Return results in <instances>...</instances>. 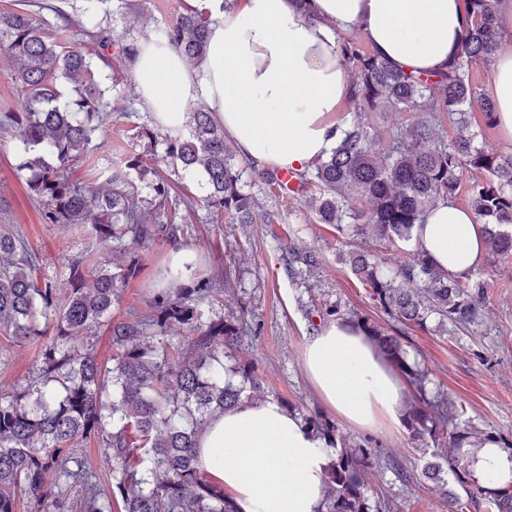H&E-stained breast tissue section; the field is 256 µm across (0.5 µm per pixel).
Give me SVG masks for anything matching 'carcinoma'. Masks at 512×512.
Segmentation results:
<instances>
[{"label": "carcinoma", "instance_id": "obj_1", "mask_svg": "<svg viewBox=\"0 0 512 512\" xmlns=\"http://www.w3.org/2000/svg\"><path fill=\"white\" fill-rule=\"evenodd\" d=\"M78 21L93 51L62 46L46 31L39 11L53 6L33 0L38 11L0 12V55L17 64L12 80L24 110L0 112V134L27 155L21 169L47 224H70L107 246L104 261L74 262L66 287L41 274L42 258L20 226L0 224V335L17 347L33 346L39 367L25 384L0 391V512H18L20 497L37 512H238L224 488L199 461L198 439L217 414L261 398L265 376L257 365L224 366V352L258 327L246 314L209 321L197 304L230 280L201 268L181 249L196 198L171 196L159 163L175 172L204 174L202 201L213 215L251 224L261 208L247 190L251 171L288 198L315 191L311 207L318 224L342 234L369 236L377 244L409 242L416 225L439 200H455L464 174H478L468 188L469 209L486 226V263L512 258V154L477 145L468 109L478 105L485 124L496 123L495 101L478 93L471 67L494 60L504 34L498 28L501 0H465L472 24L460 52L436 73L407 72L365 46L357 36L337 34L353 76L349 105L357 112H413L407 130L389 134L385 149L372 126L357 120L313 166L292 173L295 189L279 182V170L259 168L240 157L215 113H188V132L165 134L138 126L134 138H162L160 162L133 154L121 165L102 164L93 142L112 131V112L96 80L97 61L111 45V13L102 0H84ZM159 46L178 50L192 65L206 57L207 15L187 8L151 30ZM458 125L453 138L438 137L440 114ZM85 164L91 178L77 181L68 167ZM154 195L152 219L142 211L135 181ZM176 250L164 267V286L143 298L144 313L130 306L112 314L127 284L143 269L140 250L153 242ZM338 260L365 286L376 306L399 323L468 328L481 316L485 283L476 271L450 278L419 248L409 261L389 269L370 251L339 252ZM320 265L314 250L288 247L284 268L295 280ZM353 323L408 380L413 403L404 424L412 440H431L458 457L428 461L423 476L461 488L467 501L448 491L449 512H512V480L480 481L471 459L481 441L496 440L512 461V440L480 431L460 419L463 406L431 392L429 372L410 360L398 337L361 316ZM104 326L112 355L98 359L90 342L76 340ZM321 439L329 462L320 512H380L368 495L371 477L384 459L370 442L350 443L336 423L320 413L302 414ZM93 439L112 463L107 484L97 481L80 445Z\"/></svg>", "mask_w": 512, "mask_h": 512}]
</instances>
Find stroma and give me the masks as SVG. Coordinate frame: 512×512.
<instances>
[{
  "mask_svg": "<svg viewBox=\"0 0 512 512\" xmlns=\"http://www.w3.org/2000/svg\"><path fill=\"white\" fill-rule=\"evenodd\" d=\"M185 0H139L138 12L125 9L121 0H108L112 11V45L107 51L110 66L101 67L98 81L107 86L111 104L112 133L99 149L113 163L128 153L143 152L142 143L127 139L125 129L149 122L150 114L138 101L137 83L125 67L119 50L138 37L144 26L172 20L183 10ZM21 151L11 139H0V199L9 206L0 214V224L22 225L31 246L44 260L43 276L66 282L72 262L88 253H100L98 241L72 232L59 224L43 223L41 209L31 196L27 171L21 170ZM264 209L277 212L274 223L216 224L207 208L188 225L184 248L198 252L202 262L231 280L230 290L211 296L204 303L205 318L249 312L260 331L230 350L234 363H257L266 378L265 397L286 399L301 413L330 414L331 409L316 393L304 370L303 343L309 335L307 311L325 303H338L343 312L357 311L377 321L384 314L376 308L369 290L336 259L342 241L334 226L319 224L305 201H289L252 186ZM318 251L321 265L293 281L288 279L282 252L289 244ZM170 245L158 243L143 250L144 267L130 281L122 305H135L155 283L161 264L170 255ZM487 293L482 321L471 328L442 331L436 319L426 328L399 327L410 357L430 370L432 387L447 392L466 408L465 419L475 426L512 437V259L485 267ZM39 359L34 349L8 346L0 337V387L23 383ZM344 435L379 445L383 458L397 461L414 473V483L405 485L392 471L377 481L391 512H448V499L421 471L432 454L412 443L404 425L384 423L368 433L341 424Z\"/></svg>",
  "mask_w": 512,
  "mask_h": 512,
  "instance_id": "obj_1",
  "label": "stroma"
}]
</instances>
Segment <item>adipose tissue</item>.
<instances>
[{
    "instance_id": "ef3b65f1",
    "label": "adipose tissue",
    "mask_w": 512,
    "mask_h": 512,
    "mask_svg": "<svg viewBox=\"0 0 512 512\" xmlns=\"http://www.w3.org/2000/svg\"><path fill=\"white\" fill-rule=\"evenodd\" d=\"M207 12L209 43L201 66L149 34L131 64L140 104L162 130L178 132L186 106L204 102L242 156L262 167L303 170L339 141L336 116L352 80L338 51V31L357 30L373 50L404 70L446 68L470 20L464 0H186ZM497 124L512 139V49L493 68ZM414 241L435 267L459 278L486 256L484 225L458 203L441 200ZM305 370L337 417L364 430L399 423L409 401L404 379L360 331L328 322L303 345ZM202 467L238 512H318L328 457L320 440L278 403H243L211 419L200 435Z\"/></svg>"
}]
</instances>
